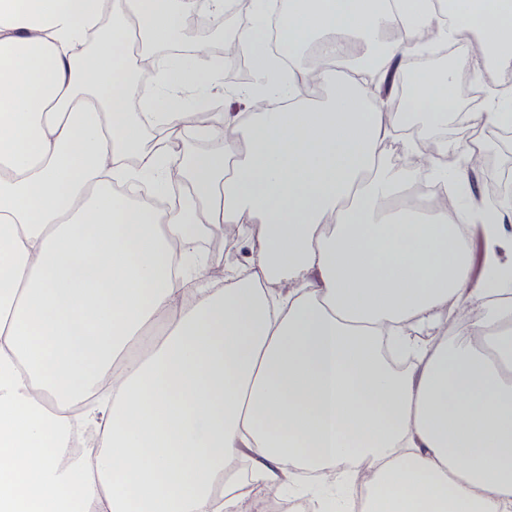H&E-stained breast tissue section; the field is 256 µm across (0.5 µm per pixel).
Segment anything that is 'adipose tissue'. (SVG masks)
I'll return each instance as SVG.
<instances>
[{
    "label": "adipose tissue",
    "instance_id": "1",
    "mask_svg": "<svg viewBox=\"0 0 512 512\" xmlns=\"http://www.w3.org/2000/svg\"><path fill=\"white\" fill-rule=\"evenodd\" d=\"M437 2L251 0L231 42L252 109L203 117L181 103L224 85L205 46L156 98L138 77L224 0H0V512H263L271 489L353 512L358 471L369 512H512V213L392 212L417 176L388 157L404 113L361 68L283 71L261 39L275 13L289 57L358 44L403 81L435 27L512 69V0ZM411 82L455 95L445 68ZM192 139L223 150L184 160ZM228 226L245 265L219 270L195 245ZM76 428L98 447L71 461Z\"/></svg>",
    "mask_w": 512,
    "mask_h": 512
}]
</instances>
